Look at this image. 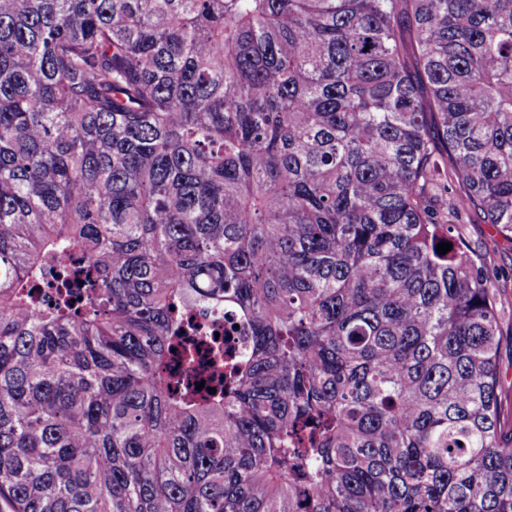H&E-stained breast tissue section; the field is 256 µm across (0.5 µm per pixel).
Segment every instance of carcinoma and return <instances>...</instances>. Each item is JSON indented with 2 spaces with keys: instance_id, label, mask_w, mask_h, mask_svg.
Returning <instances> with one entry per match:
<instances>
[{
  "instance_id": "1",
  "label": "carcinoma",
  "mask_w": 512,
  "mask_h": 512,
  "mask_svg": "<svg viewBox=\"0 0 512 512\" xmlns=\"http://www.w3.org/2000/svg\"><path fill=\"white\" fill-rule=\"evenodd\" d=\"M450 213L512 241V0H0V503L512 512ZM209 327L211 332L204 333L203 336H189L188 343L194 345L198 348L199 354L194 363L184 364L185 370L191 376H194L198 371L199 367L206 363L213 357H220L224 359V347L228 346H236L239 344V336L232 331H229L227 328L225 329L224 335V321L221 319L217 322L209 323ZM215 333H219V338L215 335ZM217 348L219 349L220 356L217 354Z\"/></svg>"
}]
</instances>
